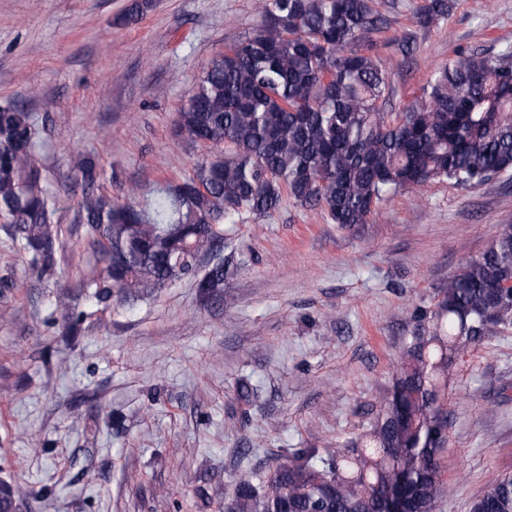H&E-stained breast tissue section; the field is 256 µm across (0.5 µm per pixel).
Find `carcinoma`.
<instances>
[{"label": "carcinoma", "mask_w": 512, "mask_h": 512, "mask_svg": "<svg viewBox=\"0 0 512 512\" xmlns=\"http://www.w3.org/2000/svg\"><path fill=\"white\" fill-rule=\"evenodd\" d=\"M452 6L424 0L417 22L436 24ZM258 10L260 26L209 62L178 114V134L218 149L191 176L119 204L99 191V164L74 157L78 221L100 263L80 295L107 307L195 277L224 243V225L267 217L285 197L349 226L408 189L481 186L512 172L511 52L457 51L406 111L386 112L389 77L370 39L386 20L371 0H258ZM39 151L34 116L1 104L0 223L50 279L62 228ZM197 287L220 292L224 260ZM56 308L76 333L70 296L58 295ZM414 319L363 433L343 449L287 451L263 480L240 475L224 512H439L451 493L440 462L450 375L466 353L512 330V224ZM17 494L0 482V512H15ZM469 512H512V475L491 477Z\"/></svg>", "instance_id": "1"}]
</instances>
